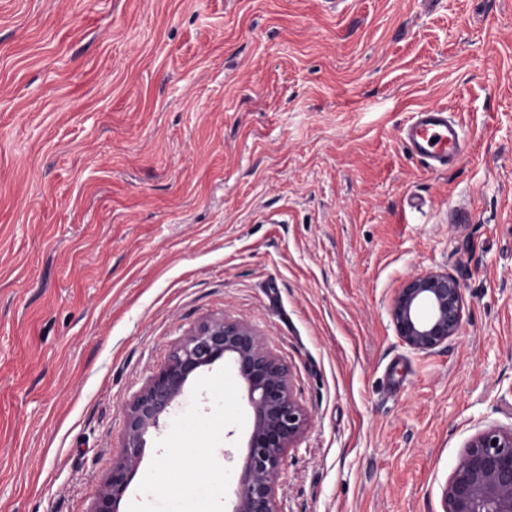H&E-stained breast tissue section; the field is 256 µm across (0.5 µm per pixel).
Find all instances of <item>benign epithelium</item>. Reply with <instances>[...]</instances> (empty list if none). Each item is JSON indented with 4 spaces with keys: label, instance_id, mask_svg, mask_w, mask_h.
<instances>
[{
    "label": "benign epithelium",
    "instance_id": "benign-epithelium-1",
    "mask_svg": "<svg viewBox=\"0 0 512 512\" xmlns=\"http://www.w3.org/2000/svg\"><path fill=\"white\" fill-rule=\"evenodd\" d=\"M465 296L446 272L409 277L397 290L390 317L408 348L432 352L464 328ZM227 360L247 385L253 413L248 453L230 512H280L277 476L288 451L310 424L294 399L289 367L251 327L227 318L202 322L175 346L165 364L129 405L121 457L95 512H117L138 469L145 435L159 427L194 373ZM443 512H512V429L490 427L460 453L442 491Z\"/></svg>",
    "mask_w": 512,
    "mask_h": 512
}]
</instances>
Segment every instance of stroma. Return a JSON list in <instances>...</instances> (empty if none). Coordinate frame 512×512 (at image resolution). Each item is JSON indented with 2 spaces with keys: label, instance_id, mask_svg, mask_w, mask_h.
I'll use <instances>...</instances> for the list:
<instances>
[{
  "label": "stroma",
  "instance_id": "obj_1",
  "mask_svg": "<svg viewBox=\"0 0 512 512\" xmlns=\"http://www.w3.org/2000/svg\"><path fill=\"white\" fill-rule=\"evenodd\" d=\"M426 106L465 133L445 172L399 140ZM428 271L466 326L424 354L389 309ZM221 317L311 417L282 512H442L512 428V0H0V512H94L127 407ZM251 424L197 371L118 512H229Z\"/></svg>",
  "mask_w": 512,
  "mask_h": 512
}]
</instances>
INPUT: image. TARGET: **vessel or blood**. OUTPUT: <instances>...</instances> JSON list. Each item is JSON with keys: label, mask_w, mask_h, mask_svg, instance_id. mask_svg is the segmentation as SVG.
Returning a JSON list of instances; mask_svg holds the SVG:
<instances>
[{"label": "vessel or blood", "mask_w": 512, "mask_h": 512, "mask_svg": "<svg viewBox=\"0 0 512 512\" xmlns=\"http://www.w3.org/2000/svg\"><path fill=\"white\" fill-rule=\"evenodd\" d=\"M401 139L409 153L432 171L447 169L465 149L462 127L449 119L442 107H425L416 111L402 127Z\"/></svg>", "instance_id": "vessel-or-blood-1"}]
</instances>
